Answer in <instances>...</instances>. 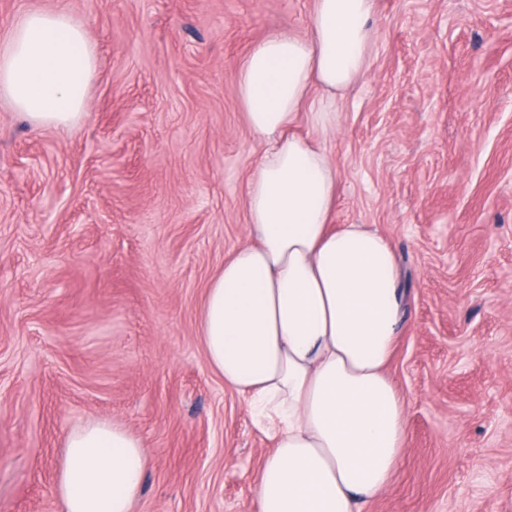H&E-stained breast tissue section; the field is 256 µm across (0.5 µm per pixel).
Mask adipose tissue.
<instances>
[{
    "label": "adipose tissue",
    "mask_w": 512,
    "mask_h": 512,
    "mask_svg": "<svg viewBox=\"0 0 512 512\" xmlns=\"http://www.w3.org/2000/svg\"><path fill=\"white\" fill-rule=\"evenodd\" d=\"M374 5L316 0L305 35L271 33L239 64L246 121L265 149L247 183L249 240L207 288L200 339L273 443L254 481L257 512H364L405 453L407 405L388 373L403 320L394 252L365 225L334 226L324 139L336 115L306 106L312 90L332 97L365 73ZM95 64L68 13L29 11L0 43V94L35 125L72 127ZM302 115L306 137L292 131ZM145 469L138 436L92 422L68 434L56 494L64 512H133Z\"/></svg>",
    "instance_id": "ef3b65f1"
}]
</instances>
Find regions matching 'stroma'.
Instances as JSON below:
<instances>
[{"label": "stroma", "mask_w": 512, "mask_h": 512, "mask_svg": "<svg viewBox=\"0 0 512 512\" xmlns=\"http://www.w3.org/2000/svg\"><path fill=\"white\" fill-rule=\"evenodd\" d=\"M32 9L68 12L96 68L72 128L0 99V512H62L94 421L144 443L135 512H255L271 443L199 326L264 149L239 62L314 0H0V39ZM372 28L326 137L332 222L388 239L405 296L408 441L366 512H512V0H375Z\"/></svg>", "instance_id": "stroma-1"}]
</instances>
